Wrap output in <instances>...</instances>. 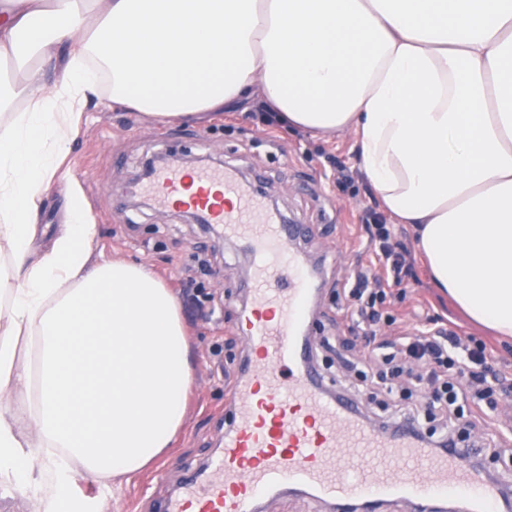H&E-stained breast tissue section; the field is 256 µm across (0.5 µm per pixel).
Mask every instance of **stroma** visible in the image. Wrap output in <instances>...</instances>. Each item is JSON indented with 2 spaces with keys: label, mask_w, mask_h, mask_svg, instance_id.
Returning <instances> with one entry per match:
<instances>
[{
  "label": "stroma",
  "mask_w": 512,
  "mask_h": 512,
  "mask_svg": "<svg viewBox=\"0 0 512 512\" xmlns=\"http://www.w3.org/2000/svg\"><path fill=\"white\" fill-rule=\"evenodd\" d=\"M172 150L210 155L248 179H260L283 215L305 225L306 234L295 249L318 264L319 293L310 303L308 323L313 357L326 370L327 386L349 391V378L332 364L364 355L338 293L357 262L373 260L361 224L380 209L358 166L352 136H313L268 126L256 98L184 124L157 123L142 113L113 108L105 98L91 102L61 163L69 176L45 192L39 222L53 227L65 223L69 196L78 194L98 227L96 254L145 264L178 297L195 377L171 448L137 476L113 483L107 499L112 512H159L189 474H207L236 417L227 395L248 356L236 331L249 303L243 287L244 273L251 268L246 245L215 240L204 225L188 223L179 210L153 204L135 212L127 206L124 188L142 163L156 152ZM393 231L415 270L407 284L392 291L391 310L399 328L413 332L437 324L485 341L505 392L488 411L484 430L499 440L512 439V338L473 323L436 286L412 225L397 224Z\"/></svg>",
  "instance_id": "stroma-1"
}]
</instances>
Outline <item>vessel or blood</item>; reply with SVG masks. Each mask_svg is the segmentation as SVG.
<instances>
[{
	"mask_svg": "<svg viewBox=\"0 0 512 512\" xmlns=\"http://www.w3.org/2000/svg\"><path fill=\"white\" fill-rule=\"evenodd\" d=\"M148 193L163 207L202 212L253 255L251 301L239 322L250 356L233 393L238 416L210 477L192 478L160 512H257L263 497L286 489L342 508L391 499L417 508L456 495L471 512H498L504 489L475 468L473 449L437 452L409 427L370 428L356 401L320 391L302 334L313 280L292 248L299 225L268 214L257 187L224 169H159Z\"/></svg>",
	"mask_w": 512,
	"mask_h": 512,
	"instance_id": "obj_1",
	"label": "vessel or blood"
}]
</instances>
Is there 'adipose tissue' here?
<instances>
[{
    "mask_svg": "<svg viewBox=\"0 0 512 512\" xmlns=\"http://www.w3.org/2000/svg\"><path fill=\"white\" fill-rule=\"evenodd\" d=\"M0 55L29 70L0 79V112L27 102L0 126V489L35 512H85L63 496L77 474L108 487L143 471L193 383L176 297L144 265L93 259L79 197L34 245L101 90L173 123L255 91L294 128L353 134L438 284L512 336V0H0Z\"/></svg>",
    "mask_w": 512,
    "mask_h": 512,
    "instance_id": "1",
    "label": "adipose tissue"
}]
</instances>
